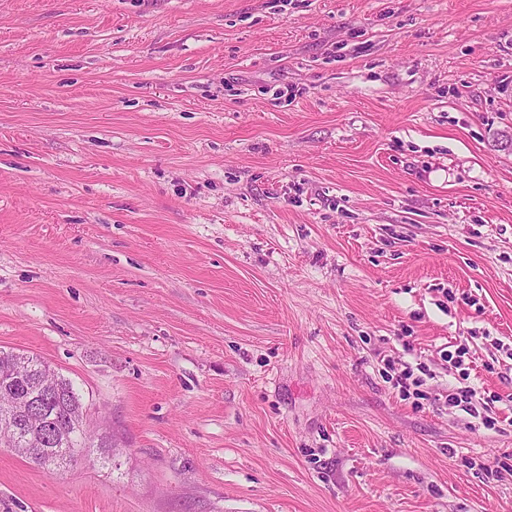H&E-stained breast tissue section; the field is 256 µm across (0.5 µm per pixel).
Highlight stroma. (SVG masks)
<instances>
[{
  "label": "stroma",
  "mask_w": 512,
  "mask_h": 512,
  "mask_svg": "<svg viewBox=\"0 0 512 512\" xmlns=\"http://www.w3.org/2000/svg\"><path fill=\"white\" fill-rule=\"evenodd\" d=\"M0 348V512H512V0H0ZM20 364L33 369L34 373H42L43 376L52 373L55 388L60 389L61 396L45 407L46 417L57 431L55 440L53 443L45 445L38 437L31 434V439L34 441L33 448H29L31 456L34 455V448H49V451L43 458L25 456L52 474H57L64 471L75 460V455L80 448H86L82 397L70 380L56 374L37 356H27L1 349L0 403L15 399L22 408L28 409L24 400L19 399L15 393L10 391L9 387L5 388V384L13 378L15 367Z\"/></svg>",
  "instance_id": "stroma-1"
}]
</instances>
